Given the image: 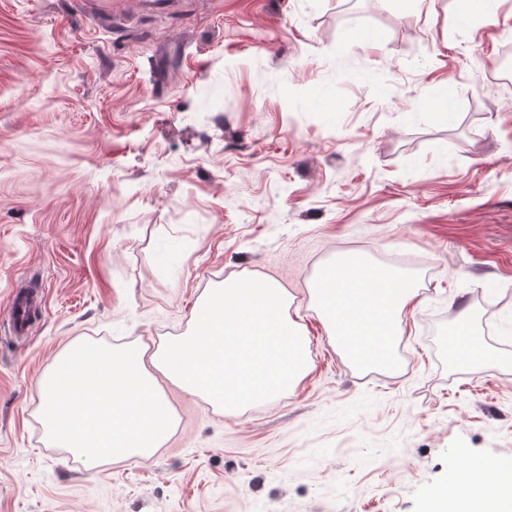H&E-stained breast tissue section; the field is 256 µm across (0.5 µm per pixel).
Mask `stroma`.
Instances as JSON below:
<instances>
[{
	"label": "stroma",
	"mask_w": 512,
	"mask_h": 512,
	"mask_svg": "<svg viewBox=\"0 0 512 512\" xmlns=\"http://www.w3.org/2000/svg\"><path fill=\"white\" fill-rule=\"evenodd\" d=\"M0 0V512H427L512 461V369L448 362L466 323L512 357V0ZM453 112V123L442 122ZM356 252L414 275L397 373L311 308ZM287 289L311 369L227 415L169 380L149 459L51 446L37 384L78 340L157 346L225 280ZM467 318H460V311ZM42 302L43 296L37 291L18 295L11 304L7 323L8 333L15 337L26 335L31 327L29 315L40 308Z\"/></svg>",
	"instance_id": "obj_1"
}]
</instances>
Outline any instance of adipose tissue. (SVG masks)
Instances as JSON below:
<instances>
[{"mask_svg":"<svg viewBox=\"0 0 512 512\" xmlns=\"http://www.w3.org/2000/svg\"><path fill=\"white\" fill-rule=\"evenodd\" d=\"M413 279L360 255H345L322 267L311 288L313 308L349 362L362 370L397 372L401 315L416 296ZM452 362L471 365L512 359L493 352L466 332L448 337ZM512 512V464H494L478 480L449 477L431 512Z\"/></svg>","mask_w":512,"mask_h":512,"instance_id":"obj_1","label":"adipose tissue"}]
</instances>
